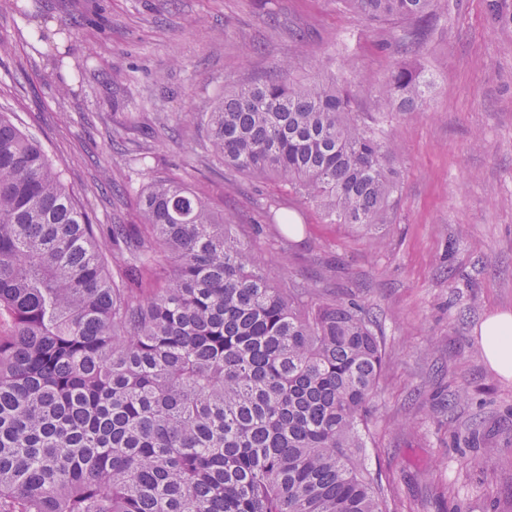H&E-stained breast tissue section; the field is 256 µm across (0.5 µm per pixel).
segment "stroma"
Masks as SVG:
<instances>
[{
    "instance_id": "1",
    "label": "stroma",
    "mask_w": 512,
    "mask_h": 512,
    "mask_svg": "<svg viewBox=\"0 0 512 512\" xmlns=\"http://www.w3.org/2000/svg\"><path fill=\"white\" fill-rule=\"evenodd\" d=\"M490 0H437L414 25L370 23L340 0H0V111L36 138L98 224L137 223L156 176L187 180L271 279L314 283L373 313L388 365L366 462L396 512H512V380L478 328L512 312V24ZM336 59L356 112L360 81L401 61L432 83L426 105L386 115L399 193L380 245L271 180L224 168L192 113L233 81ZM467 396L458 403L450 397Z\"/></svg>"
}]
</instances>
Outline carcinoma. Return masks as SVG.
<instances>
[{
    "label": "carcinoma",
    "instance_id": "cac0c4a2",
    "mask_svg": "<svg viewBox=\"0 0 512 512\" xmlns=\"http://www.w3.org/2000/svg\"><path fill=\"white\" fill-rule=\"evenodd\" d=\"M342 2L424 23L435 0ZM359 87L392 114L429 81L396 62ZM198 120L224 165L329 223L387 224L393 146L336 74L228 83ZM138 209L136 239L92 223L0 112V512H391L364 453L386 366L367 311L270 281L273 258L181 180H151Z\"/></svg>",
    "mask_w": 512,
    "mask_h": 512
}]
</instances>
